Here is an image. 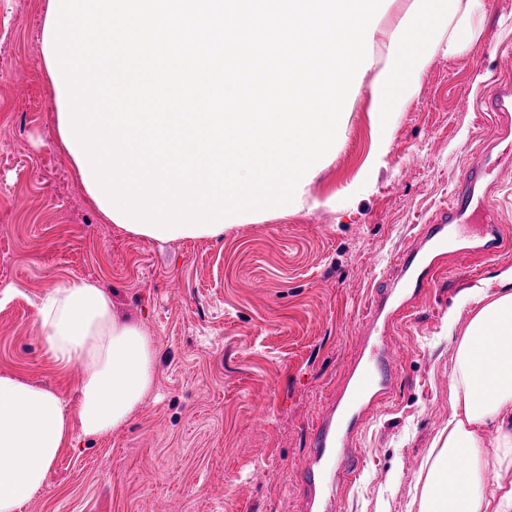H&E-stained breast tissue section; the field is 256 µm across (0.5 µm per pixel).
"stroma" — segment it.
<instances>
[{
    "label": "stroma",
    "instance_id": "stroma-1",
    "mask_svg": "<svg viewBox=\"0 0 512 512\" xmlns=\"http://www.w3.org/2000/svg\"><path fill=\"white\" fill-rule=\"evenodd\" d=\"M48 9L0 0V374L75 404L81 370L49 354L37 304L47 285L83 278L148 330L156 380L121 430L74 433L49 489L21 512H298L309 427L343 377L372 288L492 132L490 113L456 103L489 95L500 49L512 45V0L455 18L469 38L456 57H430L371 190L342 197L373 146L363 85L302 210L269 207L223 238L172 242L107 222L76 178L56 135ZM498 197L504 249L449 255L398 326L393 393L358 434L361 466L338 486L335 512H408L452 414L448 312L468 320L463 291L512 266V183Z\"/></svg>",
    "mask_w": 512,
    "mask_h": 512
}]
</instances>
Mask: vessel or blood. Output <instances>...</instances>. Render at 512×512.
Listing matches in <instances>:
<instances>
[{
    "mask_svg": "<svg viewBox=\"0 0 512 512\" xmlns=\"http://www.w3.org/2000/svg\"><path fill=\"white\" fill-rule=\"evenodd\" d=\"M483 108L498 121V134L482 147L458 177L448 205L421 225L417 237L394 260L362 319L361 346L355 354L336 398L312 424L309 455L300 469L305 500L301 512H333L325 495L329 483L343 482L357 467L354 439L365 415L388 398L396 379L397 362L389 336L407 312L421 301L442 272L441 261L461 230L480 219L483 226L478 251L493 256L504 240L497 224L499 213L491 198L503 174L502 144L512 143V67L504 66L494 82V93Z\"/></svg>",
    "mask_w": 512,
    "mask_h": 512,
    "instance_id": "b4317fda",
    "label": "vessel or blood"
}]
</instances>
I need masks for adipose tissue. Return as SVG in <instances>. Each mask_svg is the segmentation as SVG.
Returning a JSON list of instances; mask_svg holds the SVG:
<instances>
[{"label": "adipose tissue", "mask_w": 512, "mask_h": 512, "mask_svg": "<svg viewBox=\"0 0 512 512\" xmlns=\"http://www.w3.org/2000/svg\"><path fill=\"white\" fill-rule=\"evenodd\" d=\"M467 301L465 327H458L456 311L448 313L453 413L416 478L417 512H512V267L471 289ZM39 316L55 361L82 371L79 398L70 411L55 392L0 374V512H20L47 491L73 431L101 437L124 428L155 384L152 337L118 317L96 283L50 285ZM460 453L468 463L458 471L452 460Z\"/></svg>", "instance_id": "obj_1"}]
</instances>
